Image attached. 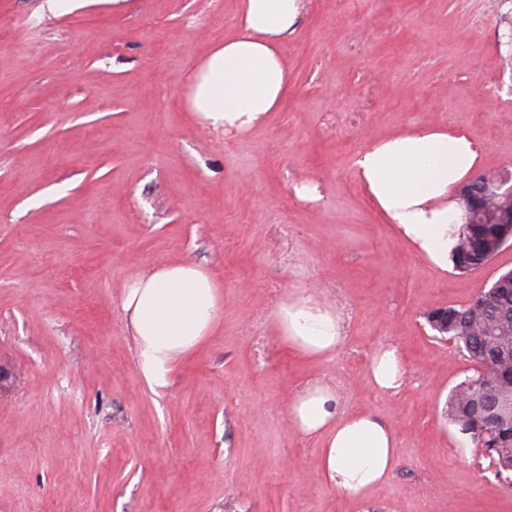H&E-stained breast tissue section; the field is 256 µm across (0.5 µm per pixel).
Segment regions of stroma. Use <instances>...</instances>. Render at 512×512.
Here are the masks:
<instances>
[{"label":"stroma","instance_id":"obj_1","mask_svg":"<svg viewBox=\"0 0 512 512\" xmlns=\"http://www.w3.org/2000/svg\"><path fill=\"white\" fill-rule=\"evenodd\" d=\"M42 2L0 0V512H512V487L444 416L473 364L425 319L511 270L512 244L441 270L351 169L368 142L440 124L485 146L483 175H512V0H311L282 46L286 102L228 137L188 112L185 76L235 31L236 0L59 17ZM301 180L320 202L293 194ZM180 259L218 281L219 324L155 392L123 288ZM294 292L343 311L336 358L277 337ZM383 340L410 376L393 396L367 380ZM315 378L397 435L366 503L337 497L289 422Z\"/></svg>","mask_w":512,"mask_h":512}]
</instances>
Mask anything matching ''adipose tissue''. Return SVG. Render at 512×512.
<instances>
[{"instance_id":"ef3b65f1","label":"adipose tissue","mask_w":512,"mask_h":512,"mask_svg":"<svg viewBox=\"0 0 512 512\" xmlns=\"http://www.w3.org/2000/svg\"><path fill=\"white\" fill-rule=\"evenodd\" d=\"M307 9V0H238L235 34L185 79L187 104L208 128L245 133L279 109L289 89L279 46ZM482 158V146L465 132L426 125L366 144L355 155L353 170L385 221L417 254L444 270L462 216L458 190ZM220 304L215 277L187 261L147 270L125 286L126 328L150 388L166 387L177 362L213 335ZM273 318L280 339L302 357L332 358L343 346L334 306L292 294L276 305ZM367 378L380 394H397L407 383L400 350L378 349ZM334 400L331 385L315 380L293 399L289 420L318 440L325 482L344 499H361L392 475L398 440L373 413L340 412L331 409Z\"/></svg>"}]
</instances>
